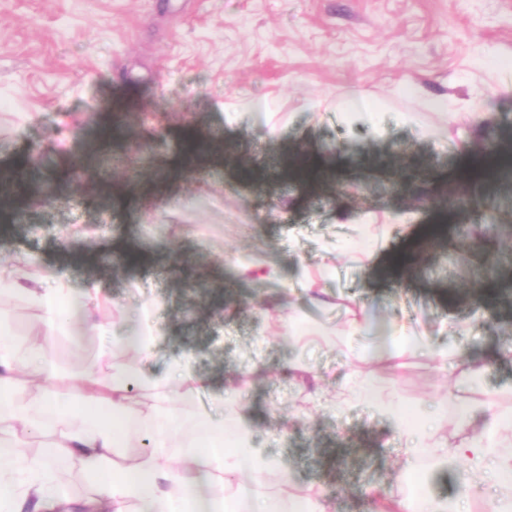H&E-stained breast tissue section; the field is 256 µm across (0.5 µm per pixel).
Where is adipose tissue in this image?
<instances>
[{
  "label": "adipose tissue",
  "mask_w": 512,
  "mask_h": 512,
  "mask_svg": "<svg viewBox=\"0 0 512 512\" xmlns=\"http://www.w3.org/2000/svg\"><path fill=\"white\" fill-rule=\"evenodd\" d=\"M2 293L25 296L39 311L42 323L41 334L24 350H17L9 339L0 340V444L16 448L23 440L19 430L32 423L33 413H56L61 407L56 393L49 389L36 400L26 399L20 357L36 363L44 379H53L50 354L54 340L75 317L85 328H93L91 308L98 287L90 282L76 293L63 274L35 267L21 277L0 274ZM155 336V331L147 328L113 332V350L132 351L136 364L113 368L106 375L100 366L107 363L108 355L100 353L97 365L86 367L70 389V399L81 410V422L59 430L54 446L58 454L77 459L91 481L95 495L86 503L88 512H233L236 504L243 502L254 503L253 512H329L328 505L317 498L296 496L284 504L258 496L260 480L274 471L276 464L256 446L252 428L239 414H203L201 435L192 439L189 453L179 464H172L167 449L181 425L171 393L178 387L192 393L198 380L180 364L162 379L148 372ZM133 380L156 388L152 412L137 413L130 403L127 387ZM126 424L151 435V455L130 463L114 460L115 448L124 442L122 427ZM227 438L235 444L230 453L224 450ZM408 456L413 460L427 456L438 463L463 460L467 469L460 502L450 505L429 498L417 505L403 499L398 503L400 512H463L462 499L489 476L499 490L494 512H512V448L476 436L452 448L417 441ZM49 470V458L41 455L1 458L0 505L8 506L10 512H64L68 498L61 485L48 481Z\"/></svg>",
  "instance_id": "obj_1"
}]
</instances>
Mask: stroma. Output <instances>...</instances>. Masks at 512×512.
Instances as JSON below:
<instances>
[{"label": "stroma", "instance_id": "35a3bbf8", "mask_svg": "<svg viewBox=\"0 0 512 512\" xmlns=\"http://www.w3.org/2000/svg\"><path fill=\"white\" fill-rule=\"evenodd\" d=\"M504 59L512 0H0V171L25 166L29 187L0 213V270L38 263L75 287L96 281L103 325L152 309L153 371L183 361L205 381L175 401L173 459L199 414L234 392L290 475H266L263 496L374 512L412 492L397 480L407 440L364 403L333 401L351 370L336 344L351 304L371 318L354 348L400 320L432 347L398 370L360 369L398 409L433 412L434 440L473 437L457 397L512 420V181L475 177L471 214L441 201L476 150L512 148ZM455 112L487 118L470 126ZM299 152L333 176H286ZM86 224L92 234L61 246L65 227ZM480 284L498 305L475 296ZM286 297L304 328H289ZM0 319L19 345L40 327L17 294L0 296ZM111 344L61 332L52 389L67 393ZM451 345L489 361L479 393L435 358ZM52 442L48 421L24 450L50 457L82 502L81 466ZM417 474L426 496L451 499L463 467L425 458Z\"/></svg>", "mask_w": 512, "mask_h": 512}]
</instances>
